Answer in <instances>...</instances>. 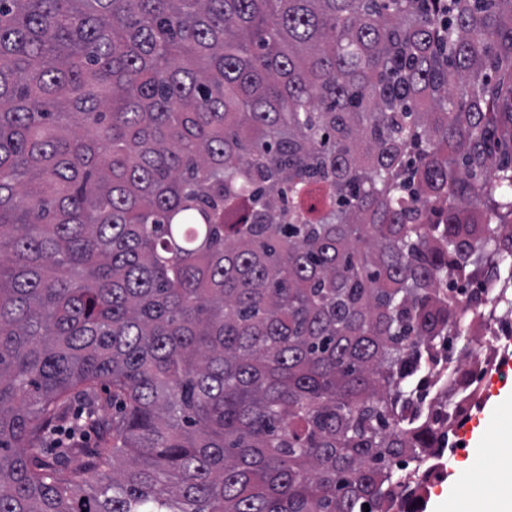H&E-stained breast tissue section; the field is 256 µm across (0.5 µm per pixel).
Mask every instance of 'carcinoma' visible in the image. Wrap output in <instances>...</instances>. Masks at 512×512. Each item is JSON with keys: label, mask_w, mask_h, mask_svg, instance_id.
I'll return each mask as SVG.
<instances>
[{"label": "carcinoma", "mask_w": 512, "mask_h": 512, "mask_svg": "<svg viewBox=\"0 0 512 512\" xmlns=\"http://www.w3.org/2000/svg\"><path fill=\"white\" fill-rule=\"evenodd\" d=\"M461 308L512 0H0V512H423Z\"/></svg>", "instance_id": "cac0c4a2"}]
</instances>
